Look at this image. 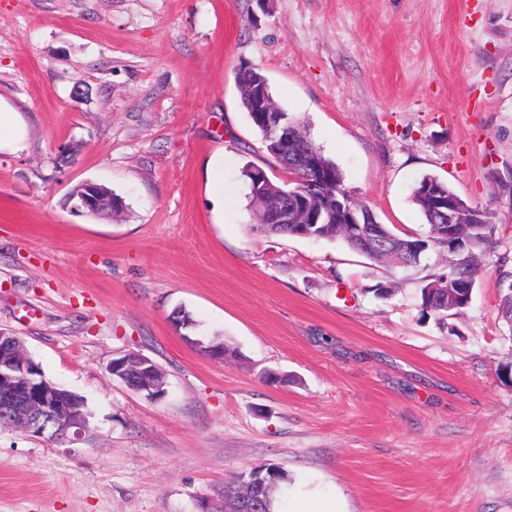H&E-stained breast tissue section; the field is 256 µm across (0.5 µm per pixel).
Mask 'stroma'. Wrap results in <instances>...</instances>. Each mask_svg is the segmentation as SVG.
<instances>
[{
	"label": "stroma",
	"mask_w": 512,
	"mask_h": 512,
	"mask_svg": "<svg viewBox=\"0 0 512 512\" xmlns=\"http://www.w3.org/2000/svg\"><path fill=\"white\" fill-rule=\"evenodd\" d=\"M245 64L396 233L428 235L426 174L491 213L461 315L420 308L446 249L405 270L256 229L242 169L283 174ZM0 98L27 130L0 152V329L89 413L73 443L0 428V512H221L265 464L280 512H512V0H0ZM86 182L123 211L74 215ZM129 352L161 399L109 373Z\"/></svg>",
	"instance_id": "obj_1"
}]
</instances>
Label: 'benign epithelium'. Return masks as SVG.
Here are the masks:
<instances>
[{"label": "benign epithelium", "instance_id": "1", "mask_svg": "<svg viewBox=\"0 0 512 512\" xmlns=\"http://www.w3.org/2000/svg\"><path fill=\"white\" fill-rule=\"evenodd\" d=\"M251 101V111L256 122L267 129L264 141L270 156L279 161L285 156L287 133L282 126L283 117L278 113L274 101L268 96L264 80L257 76L252 84L241 90ZM288 169L297 175H288V182L315 186L329 179V173L320 162L318 154L308 151L288 163ZM434 211L436 234L446 240L448 253L455 254L450 242L461 238L457 231L470 215L463 209L459 199L439 188L425 189ZM122 201L112 196L103 187L83 183L73 196L71 211L78 215L110 213ZM264 224H296L302 237L310 236L309 224H328L336 219V205L314 207L300 197L297 204L286 212L274 202L259 204ZM348 224L344 229L358 239L363 249L373 252L381 243L380 228L373 215L347 200ZM109 372L127 388H137V393L152 394L158 390L153 363L147 358L133 361L127 356L114 360ZM88 420L78 407L77 399L62 395L47 380L41 366L26 351L23 340L9 332L0 330V427H14L25 433L45 436L55 441H75L85 433Z\"/></svg>", "mask_w": 512, "mask_h": 512}]
</instances>
